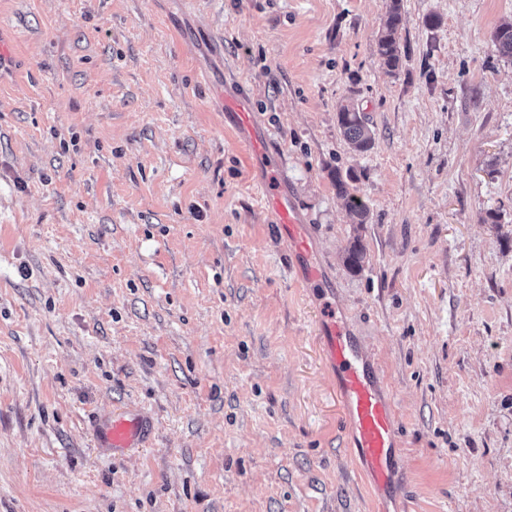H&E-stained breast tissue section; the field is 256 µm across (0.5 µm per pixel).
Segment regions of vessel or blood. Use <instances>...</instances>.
I'll use <instances>...</instances> for the list:
<instances>
[{
	"instance_id": "vessel-or-blood-1",
	"label": "vessel or blood",
	"mask_w": 512,
	"mask_h": 512,
	"mask_svg": "<svg viewBox=\"0 0 512 512\" xmlns=\"http://www.w3.org/2000/svg\"><path fill=\"white\" fill-rule=\"evenodd\" d=\"M224 119L233 125L247 150L262 151L265 136L258 131L245 98L233 84L224 88ZM256 194L263 209L286 229L296 253L305 257L303 275L310 280L319 278V268L307 260L311 250L309 239L290 197L264 178L258 180ZM317 332L338 379L339 397L353 431L362 468L377 492L388 491L393 481L392 458L396 452L395 409L391 396L380 386V370L359 354L351 337L344 333L333 315L324 316ZM151 431L152 424L144 416L120 413L99 419L96 442L101 448H139Z\"/></svg>"
}]
</instances>
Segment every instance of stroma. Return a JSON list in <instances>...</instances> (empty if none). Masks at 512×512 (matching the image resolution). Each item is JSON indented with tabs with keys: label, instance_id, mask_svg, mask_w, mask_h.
I'll return each instance as SVG.
<instances>
[{
	"label": "stroma",
	"instance_id": "stroma-1",
	"mask_svg": "<svg viewBox=\"0 0 512 512\" xmlns=\"http://www.w3.org/2000/svg\"><path fill=\"white\" fill-rule=\"evenodd\" d=\"M388 4L0 0V512H377L329 306L382 369L412 512H512V0H402L392 73ZM228 79L321 280L257 199ZM128 408L145 446L96 447ZM387 14L386 23L377 37L376 51L381 66L393 72L401 62L399 31L402 25V0H390ZM235 128L241 144L252 152L263 149L264 133L257 130L243 95L235 84H224V123ZM337 116L342 134L354 151L364 153L372 148L373 130L357 108L349 104L340 105ZM331 178L336 186L337 195L347 199L349 211L358 220L357 224L366 223L369 214L368 207L360 197L350 192L349 185L347 181L343 179L340 170L336 169V171H332Z\"/></svg>",
	"mask_w": 512,
	"mask_h": 512
}]
</instances>
